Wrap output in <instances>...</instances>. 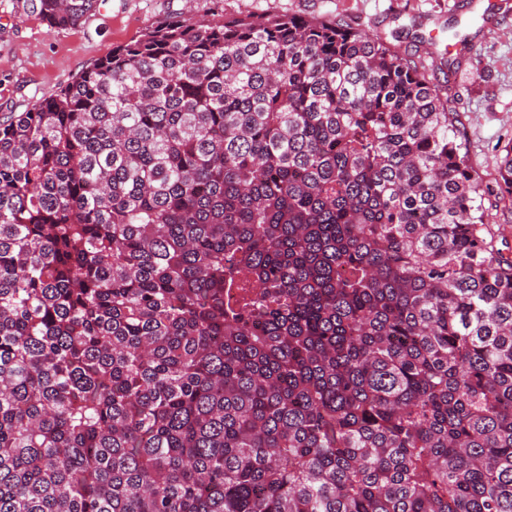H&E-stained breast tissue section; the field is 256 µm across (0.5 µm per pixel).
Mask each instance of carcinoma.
<instances>
[{
	"label": "carcinoma",
	"instance_id": "cac0c4a2",
	"mask_svg": "<svg viewBox=\"0 0 512 512\" xmlns=\"http://www.w3.org/2000/svg\"><path fill=\"white\" fill-rule=\"evenodd\" d=\"M453 103L334 20L174 16L0 122V512H512Z\"/></svg>",
	"mask_w": 512,
	"mask_h": 512
}]
</instances>
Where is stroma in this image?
Instances as JSON below:
<instances>
[{
  "mask_svg": "<svg viewBox=\"0 0 512 512\" xmlns=\"http://www.w3.org/2000/svg\"><path fill=\"white\" fill-rule=\"evenodd\" d=\"M262 14L334 19L381 33L431 75L460 58L450 92L469 163L490 189L486 221L496 247L512 259V202L495 192L499 160L512 146V0H97L69 29L20 19L15 0H0V117L30 108L165 18Z\"/></svg>",
  "mask_w": 512,
  "mask_h": 512,
  "instance_id": "stroma-1",
  "label": "stroma"
}]
</instances>
